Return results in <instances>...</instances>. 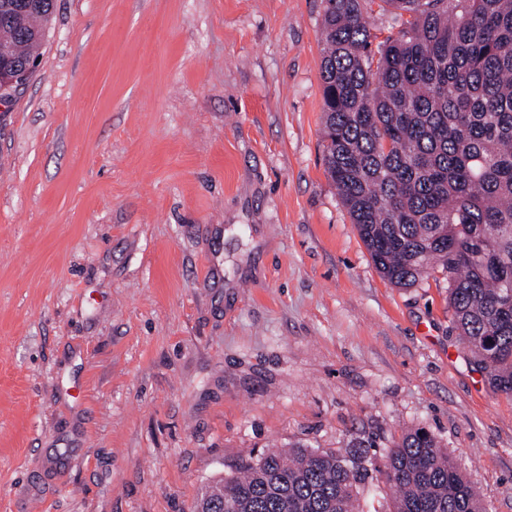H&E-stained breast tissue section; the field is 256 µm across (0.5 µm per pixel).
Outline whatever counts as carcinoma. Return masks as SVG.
I'll return each mask as SVG.
<instances>
[{
    "label": "carcinoma",
    "instance_id": "carcinoma-1",
    "mask_svg": "<svg viewBox=\"0 0 512 512\" xmlns=\"http://www.w3.org/2000/svg\"><path fill=\"white\" fill-rule=\"evenodd\" d=\"M0 22V78L35 61L54 0ZM368 0H325L324 160L378 272L398 288L436 273L457 335L512 395V0H384L409 14L372 46ZM372 437L241 463L193 512H358L371 473L388 512H485L454 457L423 428L377 462Z\"/></svg>",
    "mask_w": 512,
    "mask_h": 512
}]
</instances>
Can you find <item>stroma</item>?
<instances>
[{
    "mask_svg": "<svg viewBox=\"0 0 512 512\" xmlns=\"http://www.w3.org/2000/svg\"><path fill=\"white\" fill-rule=\"evenodd\" d=\"M323 0H55L0 104V512H191L429 430L512 512V397L327 176Z\"/></svg>",
    "mask_w": 512,
    "mask_h": 512,
    "instance_id": "stroma-1",
    "label": "stroma"
}]
</instances>
